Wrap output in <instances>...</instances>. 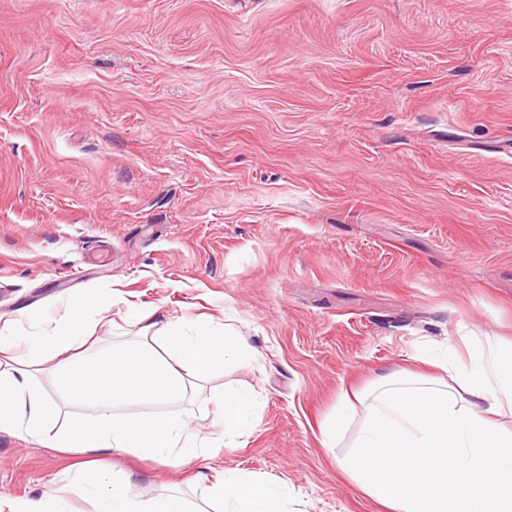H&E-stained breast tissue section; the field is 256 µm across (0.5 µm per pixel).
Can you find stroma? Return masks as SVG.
<instances>
[{
    "label": "stroma",
    "mask_w": 512,
    "mask_h": 512,
    "mask_svg": "<svg viewBox=\"0 0 512 512\" xmlns=\"http://www.w3.org/2000/svg\"><path fill=\"white\" fill-rule=\"evenodd\" d=\"M102 291L106 345L134 310L231 324L257 357L182 407L207 437L246 388L258 424L207 461L98 467L207 512L202 468L382 512L338 465L364 396L512 340V0H0V317L30 333L20 310ZM78 463L0 432V500Z\"/></svg>",
    "instance_id": "35a3bbf8"
}]
</instances>
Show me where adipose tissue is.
<instances>
[{"mask_svg": "<svg viewBox=\"0 0 512 512\" xmlns=\"http://www.w3.org/2000/svg\"><path fill=\"white\" fill-rule=\"evenodd\" d=\"M107 308L92 295L72 305L64 320H44L34 348L21 350L11 323L0 324V352L14 351L0 370V431L44 441L62 454L122 453L184 461L210 456L223 437L257 426L256 403L246 391L219 398L221 435L200 444L180 412L148 413L150 403L183 401L189 390L245 356L234 329L200 319L157 321L137 339L87 352L89 324ZM54 361V380L71 404L95 408L92 417L63 414L37 386L34 372ZM440 368L452 381L390 374L379 379L366 421L341 468L388 512H512V431L496 421L512 415V342L488 341L461 357L446 350ZM209 492L225 512H286L285 487L230 476ZM93 512H187L176 495L143 498L131 477L79 471L67 484L45 487L16 501L11 512H70L71 499Z\"/></svg>", "mask_w": 512, "mask_h": 512, "instance_id": "1", "label": "adipose tissue"}]
</instances>
